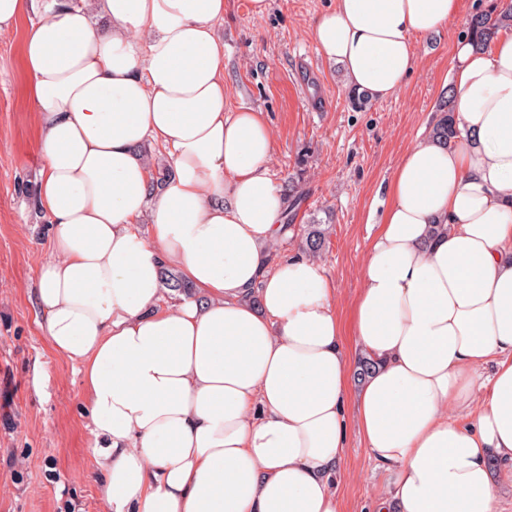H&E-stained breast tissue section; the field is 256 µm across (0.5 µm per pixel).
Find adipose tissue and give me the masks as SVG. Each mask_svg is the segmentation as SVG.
I'll use <instances>...</instances> for the list:
<instances>
[{
  "instance_id": "adipose-tissue-1",
  "label": "adipose tissue",
  "mask_w": 512,
  "mask_h": 512,
  "mask_svg": "<svg viewBox=\"0 0 512 512\" xmlns=\"http://www.w3.org/2000/svg\"><path fill=\"white\" fill-rule=\"evenodd\" d=\"M459 0H335L313 27L384 101ZM23 42L53 256L35 300L77 364L110 512H341L349 430L384 472L370 512H498L512 494V36L454 46L452 145L416 142L359 268L343 349L325 266L288 235L262 112L227 111L224 0H0ZM160 144L152 188L140 154ZM150 226L140 235V221ZM194 287L166 305L162 271Z\"/></svg>"
}]
</instances>
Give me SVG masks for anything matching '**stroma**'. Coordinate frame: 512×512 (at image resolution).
Listing matches in <instances>:
<instances>
[{
	"label": "stroma",
	"mask_w": 512,
	"mask_h": 512,
	"mask_svg": "<svg viewBox=\"0 0 512 512\" xmlns=\"http://www.w3.org/2000/svg\"><path fill=\"white\" fill-rule=\"evenodd\" d=\"M334 0H224L217 32L228 111L264 112L276 148L270 174L300 197L290 217L329 229L321 256L349 320L369 227L388 204L381 192L402 154L430 136L455 74L454 45L489 0H460L458 15L414 39L417 66L398 94L378 102L351 89L327 61L313 26ZM34 19L0 34V512H109L90 453L91 421L77 366L56 356L39 325L34 286L51 258L48 226L35 208L39 159L21 43ZM349 431L336 493L342 512H366L378 480Z\"/></svg>",
	"instance_id": "1"
}]
</instances>
